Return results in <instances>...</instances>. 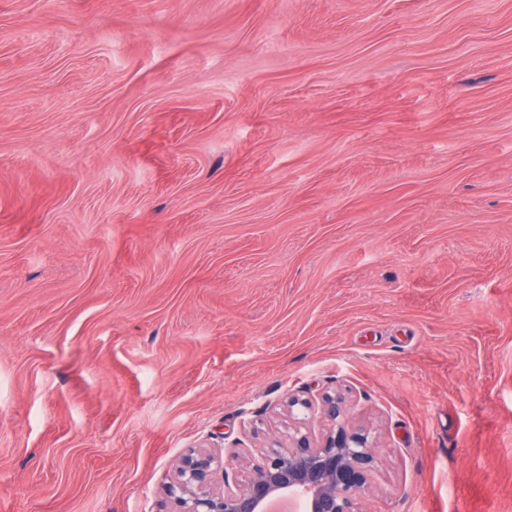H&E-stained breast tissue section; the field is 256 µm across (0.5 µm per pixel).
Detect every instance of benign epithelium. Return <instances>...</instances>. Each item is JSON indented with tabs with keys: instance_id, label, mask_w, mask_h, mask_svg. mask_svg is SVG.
<instances>
[{
	"instance_id": "obj_1",
	"label": "benign epithelium",
	"mask_w": 512,
	"mask_h": 512,
	"mask_svg": "<svg viewBox=\"0 0 512 512\" xmlns=\"http://www.w3.org/2000/svg\"><path fill=\"white\" fill-rule=\"evenodd\" d=\"M287 407L283 439L244 462L234 455L232 465L210 449H188L166 487L176 512H267L280 495L299 500L301 512H360L359 499L377 460L369 432L346 425L344 396H321L328 428L318 440L308 433L311 402L291 397Z\"/></svg>"
}]
</instances>
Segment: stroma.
Wrapping results in <instances>:
<instances>
[{"label": "stroma", "instance_id": "stroma-1", "mask_svg": "<svg viewBox=\"0 0 512 512\" xmlns=\"http://www.w3.org/2000/svg\"><path fill=\"white\" fill-rule=\"evenodd\" d=\"M334 391L361 512H512V0H0V512Z\"/></svg>", "mask_w": 512, "mask_h": 512}]
</instances>
